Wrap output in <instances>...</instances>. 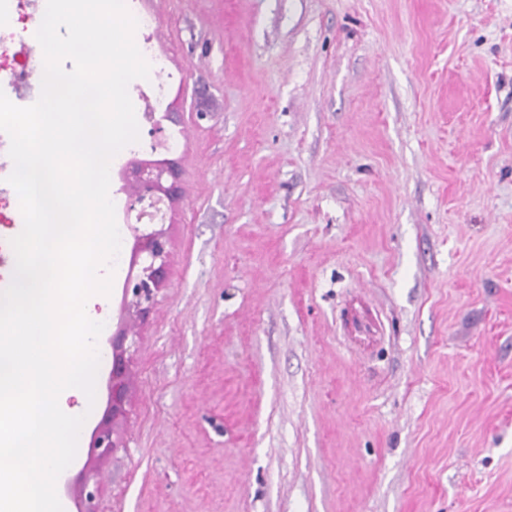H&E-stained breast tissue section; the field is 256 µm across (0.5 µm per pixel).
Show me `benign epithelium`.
Instances as JSON below:
<instances>
[{
  "instance_id": "benign-epithelium-1",
  "label": "benign epithelium",
  "mask_w": 512,
  "mask_h": 512,
  "mask_svg": "<svg viewBox=\"0 0 512 512\" xmlns=\"http://www.w3.org/2000/svg\"><path fill=\"white\" fill-rule=\"evenodd\" d=\"M126 179L127 212H136L138 223L147 215L150 206L165 198L172 203L179 198L178 171L172 162L134 163L128 168ZM132 230L137 246L123 286V309L129 315H142L152 307L156 293L165 282L166 240L161 228L142 231L134 225ZM136 339V332L122 322L119 330L108 340L112 348L108 412L91 432L92 451L82 468L80 482L73 487L69 481H64L66 492L77 501V512H97L96 499L102 468L117 449L124 447V401L132 384L128 353L136 345Z\"/></svg>"
}]
</instances>
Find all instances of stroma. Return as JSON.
I'll list each match as a JSON object with an SVG mask.
<instances>
[{
	"instance_id": "obj_1",
	"label": "stroma",
	"mask_w": 512,
	"mask_h": 512,
	"mask_svg": "<svg viewBox=\"0 0 512 512\" xmlns=\"http://www.w3.org/2000/svg\"><path fill=\"white\" fill-rule=\"evenodd\" d=\"M126 2L178 118L110 166L99 347L124 171L182 194L99 512H512V0ZM22 229L13 195L1 277Z\"/></svg>"
}]
</instances>
